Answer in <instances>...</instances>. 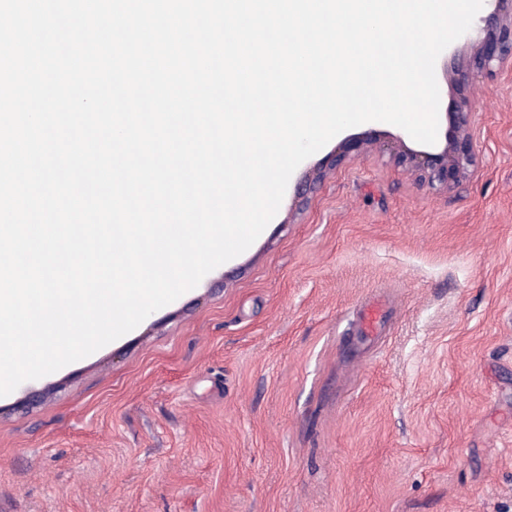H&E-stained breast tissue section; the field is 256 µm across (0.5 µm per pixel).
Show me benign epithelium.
I'll list each match as a JSON object with an SVG mask.
<instances>
[{
  "label": "benign epithelium",
  "instance_id": "obj_1",
  "mask_svg": "<svg viewBox=\"0 0 512 512\" xmlns=\"http://www.w3.org/2000/svg\"><path fill=\"white\" fill-rule=\"evenodd\" d=\"M492 10L482 19L481 26L465 33L457 42L453 66L444 70L451 83L465 81L477 71L487 76L512 69V0H492ZM449 127L444 144L433 148L414 149L402 139L384 140L376 132L365 137L340 142L321 163L298 185L301 203L318 189L325 175L342 167L350 153H366L374 147L386 150L390 160L405 167L432 188L449 190L464 178L477 163L471 141L472 111L465 100L457 102L455 111L448 113Z\"/></svg>",
  "mask_w": 512,
  "mask_h": 512
}]
</instances>
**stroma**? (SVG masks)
I'll list each match as a JSON object with an SVG mask.
<instances>
[{
	"instance_id": "stroma-1",
	"label": "stroma",
	"mask_w": 512,
	"mask_h": 512,
	"mask_svg": "<svg viewBox=\"0 0 512 512\" xmlns=\"http://www.w3.org/2000/svg\"><path fill=\"white\" fill-rule=\"evenodd\" d=\"M437 82L459 186L355 154L303 207L307 158L245 252L0 397V512H512V76Z\"/></svg>"
}]
</instances>
